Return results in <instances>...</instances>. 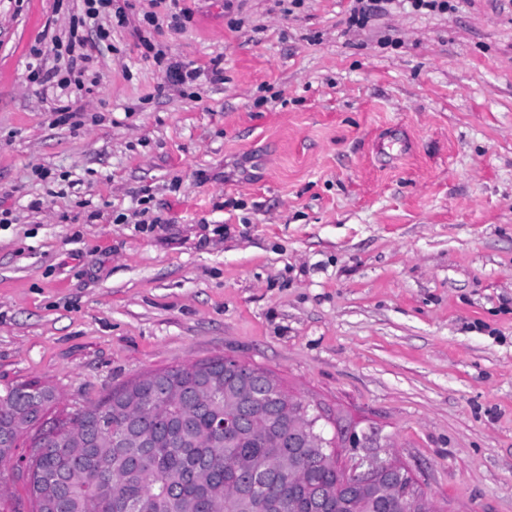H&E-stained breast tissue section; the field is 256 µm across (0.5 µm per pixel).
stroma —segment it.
Instances as JSON below:
<instances>
[{
	"instance_id": "stroma-1",
	"label": "stroma",
	"mask_w": 512,
	"mask_h": 512,
	"mask_svg": "<svg viewBox=\"0 0 512 512\" xmlns=\"http://www.w3.org/2000/svg\"><path fill=\"white\" fill-rule=\"evenodd\" d=\"M450 2L114 0L85 94L27 80L81 0H0V383L240 358L512 512V0ZM350 8L349 25L352 27L365 26L372 17L385 11L386 6L393 0H354Z\"/></svg>"
}]
</instances>
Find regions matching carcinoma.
<instances>
[{
	"label": "carcinoma",
	"mask_w": 512,
	"mask_h": 512,
	"mask_svg": "<svg viewBox=\"0 0 512 512\" xmlns=\"http://www.w3.org/2000/svg\"><path fill=\"white\" fill-rule=\"evenodd\" d=\"M218 381L208 383L196 368L149 372L136 385L138 405L129 408L125 387L80 406L56 421L37 464L56 476L53 512H254L241 493L244 476L257 474L276 502L274 512H316L312 494L333 490L336 470L319 464L309 448L289 447L291 429L316 423L330 437L319 410L301 399L279 401L283 419L267 429L265 409L273 396L247 385L224 383V359L215 358ZM251 398L254 426L240 430L232 447L215 435L239 401ZM56 400L53 388L37 380L0 386V440L16 439L17 419L35 422ZM321 512H400L384 507L362 489L325 500Z\"/></svg>",
	"instance_id": "carcinoma-1"
}]
</instances>
